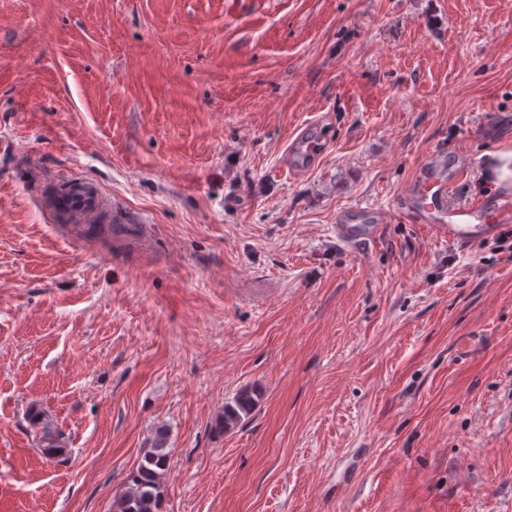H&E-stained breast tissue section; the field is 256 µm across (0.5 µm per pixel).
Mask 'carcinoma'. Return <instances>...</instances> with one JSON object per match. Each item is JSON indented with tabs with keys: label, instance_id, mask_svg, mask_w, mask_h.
<instances>
[{
	"label": "carcinoma",
	"instance_id": "carcinoma-1",
	"mask_svg": "<svg viewBox=\"0 0 512 512\" xmlns=\"http://www.w3.org/2000/svg\"><path fill=\"white\" fill-rule=\"evenodd\" d=\"M258 393L243 389L233 401L224 405L220 427L224 431L234 429L243 417L249 415L256 405ZM30 422L41 429L40 446L43 453L55 458L65 448L61 434L53 431L51 424L38 410L29 413ZM167 434L164 429L156 430L153 448L143 456L136 471L130 474L127 487L113 503V512H161L163 504L162 477L169 468V454L166 451Z\"/></svg>",
	"mask_w": 512,
	"mask_h": 512
}]
</instances>
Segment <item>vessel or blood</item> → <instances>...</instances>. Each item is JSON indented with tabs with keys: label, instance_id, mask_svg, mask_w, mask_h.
Wrapping results in <instances>:
<instances>
[{
	"label": "vessel or blood",
	"instance_id": "vessel-or-blood-1",
	"mask_svg": "<svg viewBox=\"0 0 512 512\" xmlns=\"http://www.w3.org/2000/svg\"><path fill=\"white\" fill-rule=\"evenodd\" d=\"M459 172L451 170L440 176L436 167L420 165L414 181L401 195L397 209L415 224L443 233L449 243L464 245L487 236L500 222L512 220V212H482L480 206H456L451 202ZM57 221L66 224H90L101 217L106 208L100 188L76 177L63 182L55 193ZM381 225L367 220L362 208L342 213L336 220V236L347 243H371L379 238Z\"/></svg>",
	"mask_w": 512,
	"mask_h": 512
}]
</instances>
